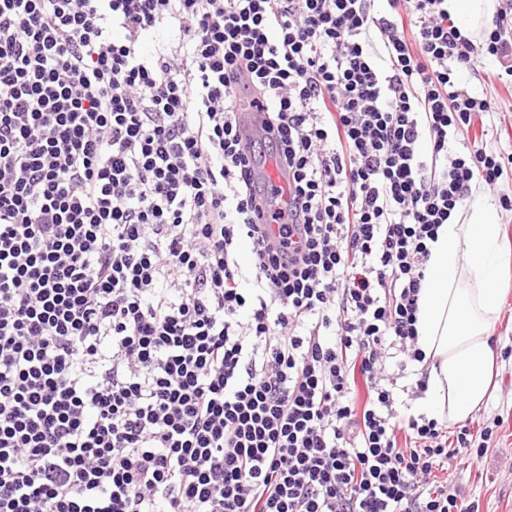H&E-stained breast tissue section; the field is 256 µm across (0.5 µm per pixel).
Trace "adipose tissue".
<instances>
[{"instance_id":"obj_1","label":"adipose tissue","mask_w":512,"mask_h":512,"mask_svg":"<svg viewBox=\"0 0 512 512\" xmlns=\"http://www.w3.org/2000/svg\"><path fill=\"white\" fill-rule=\"evenodd\" d=\"M500 217L476 205L428 241V286L416 314L427 389L418 409L439 421L467 420L483 405L497 344L491 334L505 291Z\"/></svg>"}]
</instances>
